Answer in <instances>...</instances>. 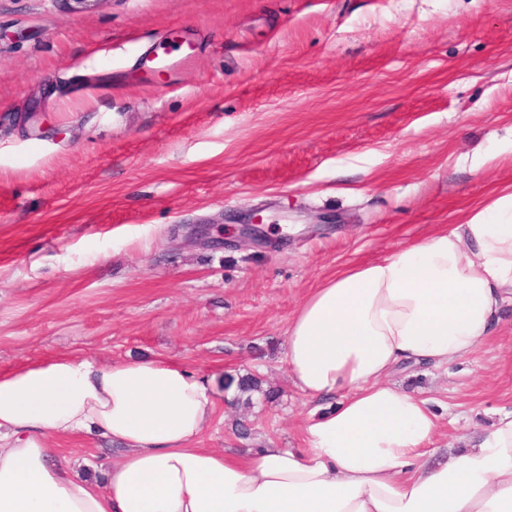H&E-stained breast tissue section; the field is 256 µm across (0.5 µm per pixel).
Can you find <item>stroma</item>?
I'll return each instance as SVG.
<instances>
[{
    "label": "stroma",
    "mask_w": 512,
    "mask_h": 512,
    "mask_svg": "<svg viewBox=\"0 0 512 512\" xmlns=\"http://www.w3.org/2000/svg\"><path fill=\"white\" fill-rule=\"evenodd\" d=\"M175 23L201 48L143 81ZM507 190L512 0H0V370L62 352L165 358L219 391L257 376L201 447H302L284 353L308 293ZM247 213L262 242L224 240ZM194 224L211 243L186 242ZM389 380L429 399L436 447L488 430L512 410V306L467 360ZM52 446L96 471L116 456Z\"/></svg>",
    "instance_id": "obj_1"
}]
</instances>
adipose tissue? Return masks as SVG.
I'll return each instance as SVG.
<instances>
[{
	"label": "adipose tissue",
	"instance_id": "ef3b65f1",
	"mask_svg": "<svg viewBox=\"0 0 512 512\" xmlns=\"http://www.w3.org/2000/svg\"><path fill=\"white\" fill-rule=\"evenodd\" d=\"M509 303L512 192L338 272L288 327V377L313 403L301 449L199 447L212 381L168 359L1 370L0 512H512V411L447 455L429 401L387 382L471 356ZM78 433L120 449L102 483L53 456L49 439Z\"/></svg>",
	"mask_w": 512,
	"mask_h": 512
}]
</instances>
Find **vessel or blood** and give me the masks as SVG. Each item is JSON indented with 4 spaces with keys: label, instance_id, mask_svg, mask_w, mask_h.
<instances>
[{
    "label": "vessel or blood",
    "instance_id": "obj_1",
    "mask_svg": "<svg viewBox=\"0 0 512 512\" xmlns=\"http://www.w3.org/2000/svg\"><path fill=\"white\" fill-rule=\"evenodd\" d=\"M197 37L173 24L158 33L138 58V67L150 79L159 80L178 71L196 54Z\"/></svg>",
    "mask_w": 512,
    "mask_h": 512
}]
</instances>
